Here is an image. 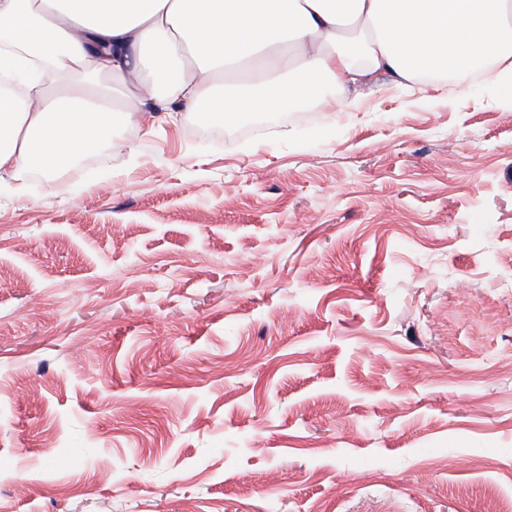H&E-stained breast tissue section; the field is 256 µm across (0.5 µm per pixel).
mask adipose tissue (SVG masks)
Wrapping results in <instances>:
<instances>
[{
  "label": "adipose tissue",
  "instance_id": "ef3b65f1",
  "mask_svg": "<svg viewBox=\"0 0 512 512\" xmlns=\"http://www.w3.org/2000/svg\"><path fill=\"white\" fill-rule=\"evenodd\" d=\"M346 27L361 49L338 43ZM487 64L512 100V0H0V73L22 79L0 89V176L35 168L54 182L151 106L229 124L317 108L332 83L382 73L407 85ZM79 69V85L48 79Z\"/></svg>",
  "mask_w": 512,
  "mask_h": 512
}]
</instances>
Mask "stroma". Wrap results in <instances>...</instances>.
Returning a JSON list of instances; mask_svg holds the SVG:
<instances>
[{
    "mask_svg": "<svg viewBox=\"0 0 512 512\" xmlns=\"http://www.w3.org/2000/svg\"><path fill=\"white\" fill-rule=\"evenodd\" d=\"M495 75L1 180L0 512H512Z\"/></svg>",
    "mask_w": 512,
    "mask_h": 512,
    "instance_id": "35a3bbf8",
    "label": "stroma"
}]
</instances>
